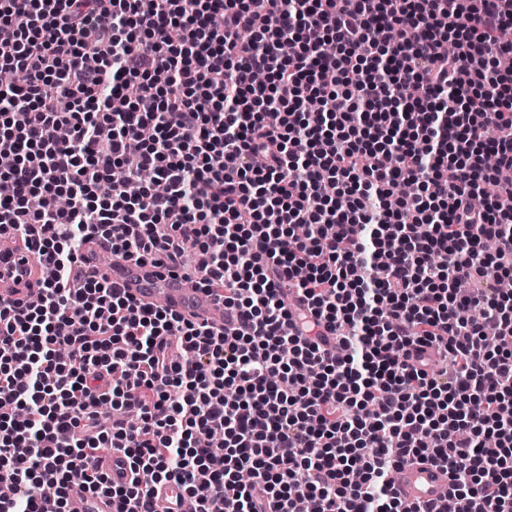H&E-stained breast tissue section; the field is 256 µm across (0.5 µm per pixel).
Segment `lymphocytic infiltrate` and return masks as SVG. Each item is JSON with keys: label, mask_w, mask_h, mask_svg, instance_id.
Instances as JSON below:
<instances>
[{"label": "lymphocytic infiltrate", "mask_w": 512, "mask_h": 512, "mask_svg": "<svg viewBox=\"0 0 512 512\" xmlns=\"http://www.w3.org/2000/svg\"><path fill=\"white\" fill-rule=\"evenodd\" d=\"M508 57L512 0H0V232L49 271L0 302V512H512ZM93 236L194 252L228 327L93 276ZM425 458L448 505L392 488ZM153 498L163 507H172L173 512H192L193 507L190 501L185 499L180 488L175 484H165L157 486L153 490ZM179 501L180 505L176 507L174 504ZM90 503L85 495H74L70 499V512H114L116 508L112 506V500L101 497L91 500Z\"/></svg>", "instance_id": "obj_1"}]
</instances>
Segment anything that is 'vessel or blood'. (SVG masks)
I'll use <instances>...</instances> for the list:
<instances>
[{"label":"vessel or blood","mask_w":512,"mask_h":512,"mask_svg":"<svg viewBox=\"0 0 512 512\" xmlns=\"http://www.w3.org/2000/svg\"><path fill=\"white\" fill-rule=\"evenodd\" d=\"M24 229L16 228L0 234V299L25 303L34 300L40 288L44 263L28 247ZM100 272L116 284L134 302L152 305L164 301L179 316L193 321H205L215 326L224 324V303L213 290L200 286L197 279L186 278L149 261L113 259ZM391 481L398 496L408 502L438 503L444 490L441 470L430 460H417L395 469ZM154 499L173 512H193L180 488L174 484L157 486ZM70 512H115L111 499L94 500L83 495L73 496Z\"/></svg>","instance_id":"1"}]
</instances>
